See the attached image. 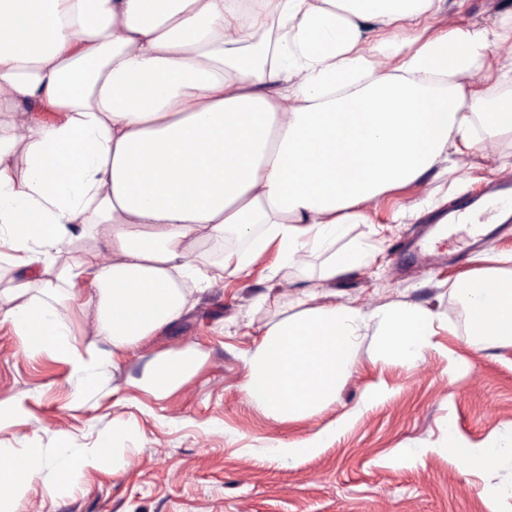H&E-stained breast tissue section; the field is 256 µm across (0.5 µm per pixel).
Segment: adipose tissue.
Returning <instances> with one entry per match:
<instances>
[{
    "label": "adipose tissue",
    "instance_id": "ef3b65f1",
    "mask_svg": "<svg viewBox=\"0 0 512 512\" xmlns=\"http://www.w3.org/2000/svg\"><path fill=\"white\" fill-rule=\"evenodd\" d=\"M443 2L0 0V317L23 349L56 352L88 386L193 309L185 282L240 276L271 250L297 263L367 223L375 198L479 150L480 133L512 138V102L476 91L491 53L512 56V12L463 28ZM75 224L111 259L62 262ZM469 282L456 298L474 335L511 347L512 269ZM296 304L244 358V390L279 421L335 399L361 329L414 364L437 319L409 302ZM72 306L94 311L81 347L58 314ZM207 357L198 342L168 350L135 385L168 397ZM509 451L512 435L448 429V454L473 468ZM126 454L0 447V512H19L41 473L56 495Z\"/></svg>",
    "mask_w": 512,
    "mask_h": 512
}]
</instances>
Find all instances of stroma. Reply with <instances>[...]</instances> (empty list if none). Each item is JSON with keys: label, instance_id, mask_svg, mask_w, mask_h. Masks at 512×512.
Wrapping results in <instances>:
<instances>
[{"label": "stroma", "instance_id": "35a3bbf8", "mask_svg": "<svg viewBox=\"0 0 512 512\" xmlns=\"http://www.w3.org/2000/svg\"><path fill=\"white\" fill-rule=\"evenodd\" d=\"M446 3L463 26L512 11V0ZM488 149L489 157L455 156L419 184L371 202L369 223L351 225L331 249L364 243L367 264L324 280L329 251L309 247L290 267L265 254L247 274L195 293L189 316L125 354L119 369L103 368L100 388L85 395H77L67 363L48 352L27 354L9 323H0V400L15 407L0 426V446L48 451L63 434L90 446L118 428L120 447L132 451L119 474L84 471L56 498L47 492L50 476L41 475L23 512H512V498L483 494L512 478V455L476 470L444 451L452 424L475 443L512 433V347L478 343L455 298L486 258L512 255V232L489 239L462 266L395 272V244L422 221L418 214L395 218V211L421 199L441 209L512 175V139H490ZM304 292L314 293L317 306L365 312L408 301L439 319L415 364L378 355L372 330H362L335 400L312 417L282 422L244 390V357ZM190 342L209 357L178 391L159 400L134 387L152 357ZM372 388L383 396L369 403ZM326 428L332 435L313 454L288 463L266 453ZM407 448L422 454L406 462Z\"/></svg>", "mask_w": 512, "mask_h": 512}]
</instances>
